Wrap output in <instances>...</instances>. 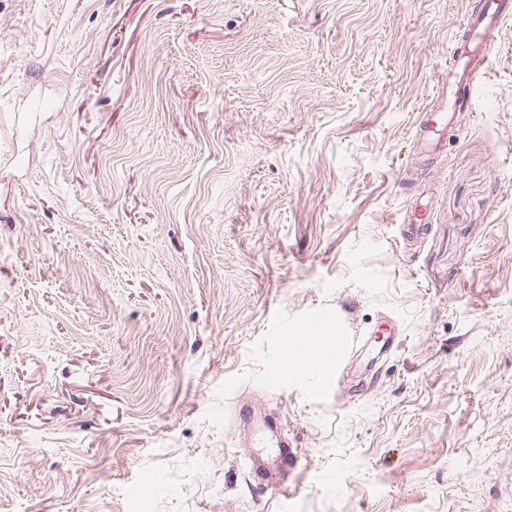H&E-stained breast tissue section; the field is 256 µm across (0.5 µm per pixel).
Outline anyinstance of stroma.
<instances>
[{
  "label": "stroma",
  "mask_w": 512,
  "mask_h": 512,
  "mask_svg": "<svg viewBox=\"0 0 512 512\" xmlns=\"http://www.w3.org/2000/svg\"><path fill=\"white\" fill-rule=\"evenodd\" d=\"M469 2L0 0V512H512V20L415 147ZM299 344L301 347V354L306 353L307 356L320 354L326 348V346H333L336 343V356H342L346 352H354L357 348L359 338L356 336L353 338H346L345 336H330V334L320 325H314L301 336H298ZM330 366V358L328 355H317L314 360L306 363L304 372L315 371L318 374V380L321 383L324 380V376L327 374ZM303 370H297L293 368V375L302 374L299 373ZM250 409L252 408L249 405L241 404L234 413V430L240 440L242 439V431L247 427L252 436L258 432L261 440L272 441L278 449L275 471L258 455H252L249 459L250 474L254 478L264 481L266 490L270 489L279 494L285 493L288 488H293L295 492L300 491L302 487L299 484L288 485L289 474L293 473L299 466L300 451L288 442L287 437L282 435L281 426L276 418H265L260 426L250 429V424L255 419V414ZM275 477H277V481H274Z\"/></svg>",
  "instance_id": "1"
}]
</instances>
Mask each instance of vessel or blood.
<instances>
[{"instance_id": "1", "label": "vessel or blood", "mask_w": 512, "mask_h": 512, "mask_svg": "<svg viewBox=\"0 0 512 512\" xmlns=\"http://www.w3.org/2000/svg\"><path fill=\"white\" fill-rule=\"evenodd\" d=\"M512 19V0H483L477 11H467L459 27L460 36L448 57V74L440 78L426 111L416 128V139L421 154L432 155L442 150L444 135L454 125L459 111L468 109L474 99L479 80L489 62L495 39L502 23ZM300 352L286 351L285 362L302 366L304 356L322 353L327 346H335L337 355L355 351L358 341L343 336L333 337L321 326H313L299 338ZM255 414L243 404L234 413L235 431L256 426L261 439L272 441L278 450L275 466H268L259 456H251V475L264 481L267 489L285 493L288 476L299 466L301 453L280 431L277 419L255 424Z\"/></svg>"}]
</instances>
